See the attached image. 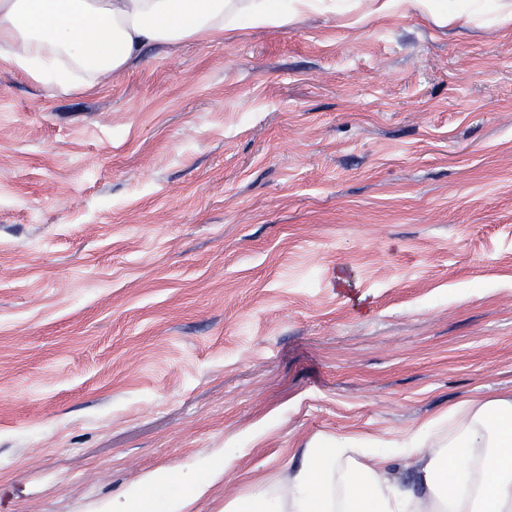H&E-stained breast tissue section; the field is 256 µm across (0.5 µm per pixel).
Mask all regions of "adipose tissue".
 <instances>
[{"label":"adipose tissue","instance_id":"obj_1","mask_svg":"<svg viewBox=\"0 0 512 512\" xmlns=\"http://www.w3.org/2000/svg\"><path fill=\"white\" fill-rule=\"evenodd\" d=\"M317 0H0V59L47 90L96 89L152 48L222 41L225 29L297 24ZM414 12L457 23L475 15L512 25V0H372L373 12ZM237 457L204 462L193 482L163 471L112 512H184L212 475ZM224 512H512V394L461 403L381 448L322 436L286 480L250 482Z\"/></svg>","mask_w":512,"mask_h":512}]
</instances>
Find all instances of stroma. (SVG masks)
<instances>
[{"label":"stroma","instance_id":"35a3bbf8","mask_svg":"<svg viewBox=\"0 0 512 512\" xmlns=\"http://www.w3.org/2000/svg\"><path fill=\"white\" fill-rule=\"evenodd\" d=\"M319 0L55 94L0 60V512L512 393V30Z\"/></svg>","mask_w":512,"mask_h":512}]
</instances>
